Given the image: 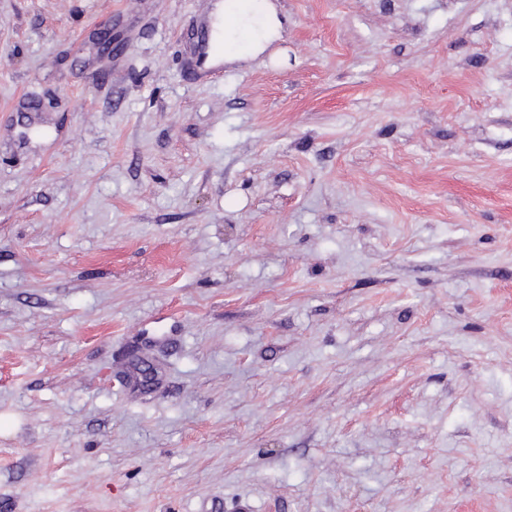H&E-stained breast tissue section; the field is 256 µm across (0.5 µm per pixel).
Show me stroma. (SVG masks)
Instances as JSON below:
<instances>
[{"mask_svg": "<svg viewBox=\"0 0 512 512\" xmlns=\"http://www.w3.org/2000/svg\"><path fill=\"white\" fill-rule=\"evenodd\" d=\"M0 0V512H512V0ZM216 3L211 13L212 35L224 33V54L211 58L224 62L248 61L262 55L268 46L280 37V20L271 0H238V8L231 11L229 2ZM248 40L238 45L239 37Z\"/></svg>", "mask_w": 512, "mask_h": 512, "instance_id": "35a3bbf8", "label": "stroma"}]
</instances>
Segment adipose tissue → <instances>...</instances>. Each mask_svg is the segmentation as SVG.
I'll use <instances>...</instances> for the list:
<instances>
[{
  "label": "adipose tissue",
  "instance_id": "adipose-tissue-1",
  "mask_svg": "<svg viewBox=\"0 0 512 512\" xmlns=\"http://www.w3.org/2000/svg\"><path fill=\"white\" fill-rule=\"evenodd\" d=\"M211 25L224 34L223 59L227 62L256 58L280 36V20L272 0H239L234 9L227 0H218Z\"/></svg>",
  "mask_w": 512,
  "mask_h": 512
}]
</instances>
